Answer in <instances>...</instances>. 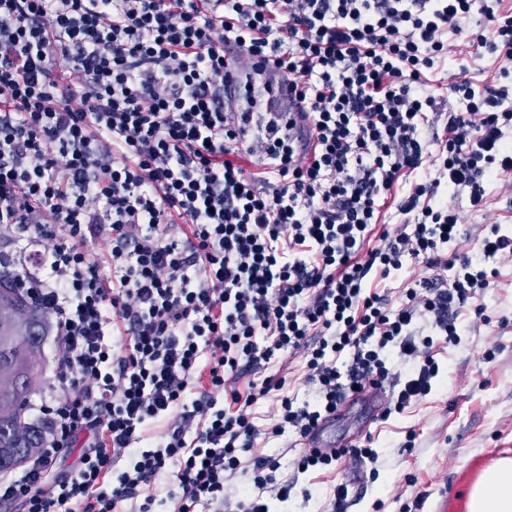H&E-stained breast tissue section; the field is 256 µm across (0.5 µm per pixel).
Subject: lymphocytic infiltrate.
<instances>
[{
    "label": "lymphocytic infiltrate",
    "instance_id": "f902f5d3",
    "mask_svg": "<svg viewBox=\"0 0 512 512\" xmlns=\"http://www.w3.org/2000/svg\"><path fill=\"white\" fill-rule=\"evenodd\" d=\"M222 3L0 0V229L60 347L39 407L45 445L0 480L2 506L154 512L164 480L168 512H271L294 482L279 477L280 455L253 454L261 434H307L397 361L409 370L384 417L422 401L440 374L436 338L458 340L449 309L490 288L488 262L512 253L496 226L475 253L448 249L453 197L481 209L512 173V89L483 95L465 78L448 87L467 109L448 120L436 178L405 206L410 230L364 248L380 198L428 156L425 72L472 0ZM481 15L492 35L471 43L512 79V13L488 0ZM256 77L278 107L253 136L226 95L238 80L253 93ZM58 229L49 252L31 249ZM93 238L106 263L86 249ZM296 248L311 259L287 258ZM408 260L453 278L409 281L396 306L367 288L371 270ZM301 349L314 397L298 407L284 379L259 371ZM247 368L258 376L242 391ZM272 396L263 432L250 410ZM159 420L166 430L142 449ZM240 473L246 486L227 491Z\"/></svg>",
    "mask_w": 512,
    "mask_h": 512
}]
</instances>
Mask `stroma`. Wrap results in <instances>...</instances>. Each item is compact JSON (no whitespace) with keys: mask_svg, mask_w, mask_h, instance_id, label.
Masks as SVG:
<instances>
[{"mask_svg":"<svg viewBox=\"0 0 512 512\" xmlns=\"http://www.w3.org/2000/svg\"><path fill=\"white\" fill-rule=\"evenodd\" d=\"M483 0H473L471 14L463 20L465 36L449 35L447 56L426 76L438 105L429 116L425 141L429 152L448 134V118L465 111L466 103L447 93L446 85L466 77L475 87L495 90L501 85L500 62L478 54L467 36L477 29ZM435 176V168H421L400 178L388 193L369 245L381 244L382 232L396 233L412 222L403 209L416 185ZM459 216V248L476 249L490 225L512 233V188L495 186L482 210L475 211L467 198L455 202ZM492 288L477 301L459 310L460 340L441 346L437 358L442 372L423 401L404 414L371 425V442L377 463L344 458L334 472L299 475L285 505L287 512H331L337 483L349 485V496L340 512H467L471 485L503 452L512 453V254L496 257ZM483 314H475V307ZM268 374L285 378L283 392L296 403L311 400L306 383L304 353L282 355L269 365ZM378 477H371V470Z\"/></svg>","mask_w":512,"mask_h":512,"instance_id":"1","label":"stroma"}]
</instances>
